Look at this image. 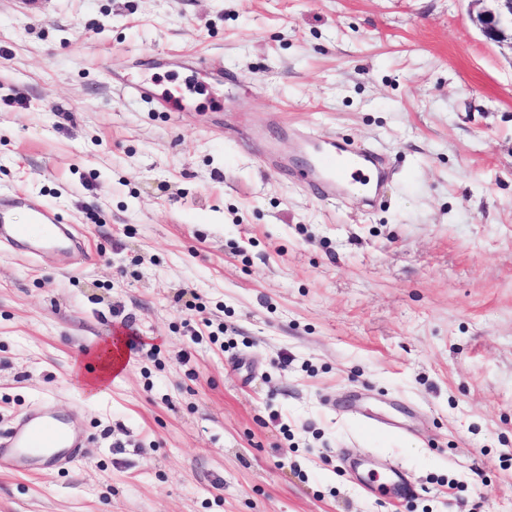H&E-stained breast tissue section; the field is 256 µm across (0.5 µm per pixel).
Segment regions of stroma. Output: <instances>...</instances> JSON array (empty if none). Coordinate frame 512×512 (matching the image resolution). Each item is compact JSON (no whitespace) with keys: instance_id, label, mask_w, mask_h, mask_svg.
<instances>
[{"instance_id":"stroma-1","label":"stroma","mask_w":512,"mask_h":512,"mask_svg":"<svg viewBox=\"0 0 512 512\" xmlns=\"http://www.w3.org/2000/svg\"><path fill=\"white\" fill-rule=\"evenodd\" d=\"M478 9L0 0V191L80 243L0 244V434L46 408L88 437L0 471V512H512V48ZM311 127L386 156L375 208L291 177ZM113 84L119 87L123 94H128L144 100H150L160 112H178L185 109L183 103L172 104V98H164L154 95L151 89L144 85H128L124 80L118 76L112 75Z\"/></svg>"}]
</instances>
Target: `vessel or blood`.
<instances>
[{
	"mask_svg": "<svg viewBox=\"0 0 512 512\" xmlns=\"http://www.w3.org/2000/svg\"><path fill=\"white\" fill-rule=\"evenodd\" d=\"M114 83L122 93L153 101L159 111L176 109L171 99L154 95L146 85H130L119 77ZM299 144L308 161L294 176L320 197L340 196L358 186L374 193L389 177L382 156L370 148L314 132L301 135ZM15 203V198L0 197L1 243L63 245L66 227L55 210L31 205L29 223L17 224L13 221ZM83 448L82 438L63 416L29 414L11 428L5 442H0V466L17 473L45 476L76 463Z\"/></svg>",
	"mask_w": 512,
	"mask_h": 512,
	"instance_id": "vessel-or-blood-1",
	"label": "vessel or blood"
}]
</instances>
